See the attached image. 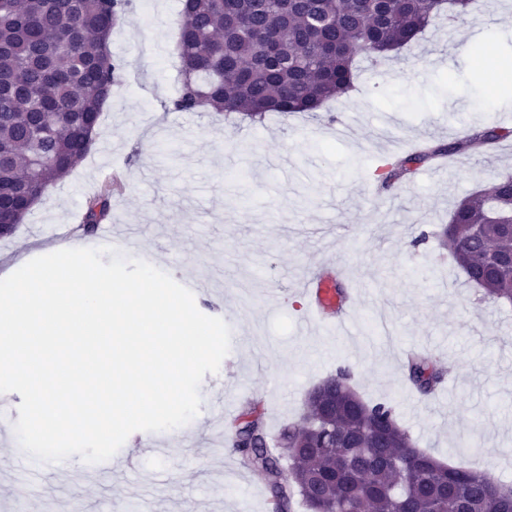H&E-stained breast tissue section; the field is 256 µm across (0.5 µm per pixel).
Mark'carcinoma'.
<instances>
[{"label": "carcinoma", "instance_id": "obj_1", "mask_svg": "<svg viewBox=\"0 0 512 512\" xmlns=\"http://www.w3.org/2000/svg\"><path fill=\"white\" fill-rule=\"evenodd\" d=\"M479 0H182L181 84L173 108L212 109L262 118L314 112L355 88L358 63L380 62L410 46L440 15L461 19ZM132 0H0V220L28 194L46 195L79 166L91 146L123 64L110 51L112 30ZM512 130L472 129L450 144H421L376 168L379 189L416 168L466 148L485 151ZM112 186L88 202L80 228L90 237L110 211ZM512 176L463 199L441 237L468 280L492 300L512 303ZM407 377L423 397L437 394L443 371L431 356L406 357ZM228 443L261 476L272 512H292L300 497L311 512H512V495L477 470L441 462L413 447L386 401L366 402L339 368L311 390L297 421L270 450L261 414L251 408ZM288 462L292 483L282 480Z\"/></svg>", "mask_w": 512, "mask_h": 512}]
</instances>
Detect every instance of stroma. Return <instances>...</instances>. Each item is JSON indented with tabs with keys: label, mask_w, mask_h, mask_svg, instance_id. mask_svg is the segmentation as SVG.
<instances>
[{
	"label": "stroma",
	"mask_w": 512,
	"mask_h": 512,
	"mask_svg": "<svg viewBox=\"0 0 512 512\" xmlns=\"http://www.w3.org/2000/svg\"><path fill=\"white\" fill-rule=\"evenodd\" d=\"M133 0L112 32L122 81L87 158L0 237V256L50 254L60 225L116 173L107 218L133 225L127 258L154 255L175 280L201 279L205 315L231 332L228 355L205 374L219 392L175 432L132 433L125 470L74 455L42 462L0 435V512H272L264 482L225 448L229 425L258 406L270 437L296 421L308 392L337 368L368 401L389 402L417 447L512 486V305L484 299L437 236L456 204L512 174V149L449 157L374 193L378 160L416 143H448L473 128H512V93L484 86L475 45L512 55V0H488L465 19L438 21L382 65L363 63L357 95L335 111L253 123L239 115L178 112L177 0ZM348 263L356 299L346 338L302 331L295 283L328 260ZM418 346L445 374L426 401L409 384L403 348Z\"/></svg>",
	"instance_id": "1"
}]
</instances>
